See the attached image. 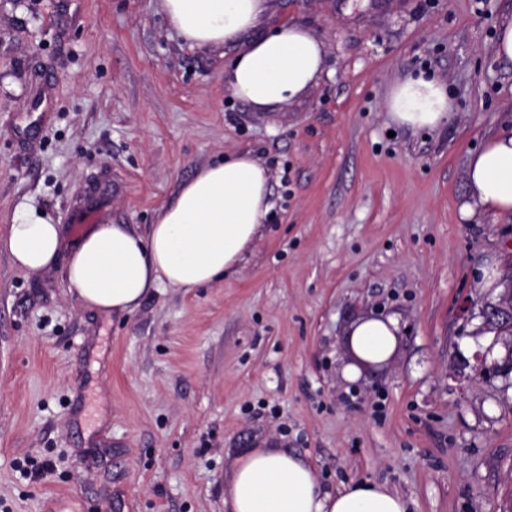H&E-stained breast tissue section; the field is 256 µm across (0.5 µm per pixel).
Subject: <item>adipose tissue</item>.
<instances>
[{
    "label": "adipose tissue",
    "instance_id": "obj_1",
    "mask_svg": "<svg viewBox=\"0 0 512 512\" xmlns=\"http://www.w3.org/2000/svg\"><path fill=\"white\" fill-rule=\"evenodd\" d=\"M171 29L192 47L243 42L224 70V86L253 108L265 109L301 96L319 77L324 46L295 23L265 25L268 0H164ZM386 107L399 125L436 128L448 121L451 103L438 79L419 74L393 87ZM267 169L249 154L199 169L183 182L155 224L139 232L128 224H99L71 249L67 278L89 307L117 315L134 312L160 288L192 289L224 278L253 246L271 211ZM474 206L512 217V134L486 141L467 163ZM62 248L60 225L36 210H16L0 252L14 265L39 271ZM398 322L370 317L350 332L353 354L385 362L396 346ZM404 497L364 480L324 491L314 469L285 448H256L237 463L224 493V512H410Z\"/></svg>",
    "mask_w": 512,
    "mask_h": 512
}]
</instances>
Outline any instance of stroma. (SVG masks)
<instances>
[{"label":"stroma","instance_id":"1","mask_svg":"<svg viewBox=\"0 0 512 512\" xmlns=\"http://www.w3.org/2000/svg\"><path fill=\"white\" fill-rule=\"evenodd\" d=\"M512 0H269L324 44L319 79L257 110L224 89L237 48L189 47L163 0H0V234L34 207L76 239L155 223L199 168L250 153L273 205L234 274L132 314L85 305L66 257L0 254V512H224L236 460L286 448L325 490L383 484L413 512H512V387L465 361L464 304L512 259V220L460 217L469 156L512 131ZM436 75V129L395 124L391 87ZM395 317L390 359L349 332ZM495 53L499 60L512 63V12L498 26Z\"/></svg>","mask_w":512,"mask_h":512}]
</instances>
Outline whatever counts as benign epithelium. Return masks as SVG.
I'll use <instances>...</instances> for the list:
<instances>
[{
    "instance_id": "7a95c632",
    "label": "benign epithelium",
    "mask_w": 512,
    "mask_h": 512,
    "mask_svg": "<svg viewBox=\"0 0 512 512\" xmlns=\"http://www.w3.org/2000/svg\"><path fill=\"white\" fill-rule=\"evenodd\" d=\"M479 316L482 318L481 331L491 335V342L484 350L474 354L476 370L488 377L512 373V368L492 357L493 348L498 343L507 348V353H512V336L507 335L504 329L491 325V322L501 317L512 318V281L503 283L497 293H491L483 300Z\"/></svg>"
}]
</instances>
